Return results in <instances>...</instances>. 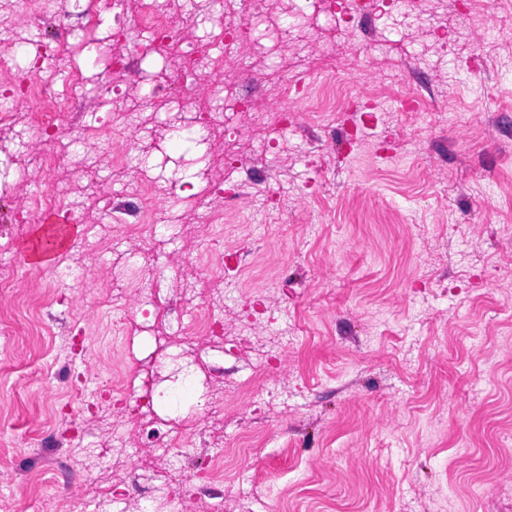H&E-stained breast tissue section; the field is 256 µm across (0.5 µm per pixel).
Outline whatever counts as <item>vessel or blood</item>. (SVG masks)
Here are the masks:
<instances>
[{"mask_svg": "<svg viewBox=\"0 0 512 512\" xmlns=\"http://www.w3.org/2000/svg\"><path fill=\"white\" fill-rule=\"evenodd\" d=\"M78 236L77 225L68 223L60 213H48L39 224L32 226L20 249L22 261L34 270L50 268L71 248Z\"/></svg>", "mask_w": 512, "mask_h": 512, "instance_id": "b4317fda", "label": "vessel or blood"}]
</instances>
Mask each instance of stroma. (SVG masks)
<instances>
[{
	"instance_id": "35a3bbf8",
	"label": "stroma",
	"mask_w": 512,
	"mask_h": 512,
	"mask_svg": "<svg viewBox=\"0 0 512 512\" xmlns=\"http://www.w3.org/2000/svg\"><path fill=\"white\" fill-rule=\"evenodd\" d=\"M453 2L425 0L424 18L381 54L371 22L340 29L323 0H307L301 23L286 0H250L253 16L283 28L278 71L294 67L295 50L307 57L299 119L283 130L273 121L282 88L266 69L225 59L177 112L168 93L178 78L132 54L147 39L135 24L143 0H124L120 41L113 10L82 25L58 0L48 24L65 30L68 48L60 58L43 47L35 72L51 92L69 90L84 124L35 135L21 105L0 126V268L15 274L0 297V322L13 330L0 340V512H36L43 498L85 488L112 495L110 512H164L156 482L181 470L201 473L224 512H512V10L444 47L428 20L458 23ZM162 3L183 51L220 22L204 0ZM48 24L31 20L22 35L41 40ZM120 53L123 71L111 64ZM72 70L80 78L68 87ZM228 77L266 113L239 114L238 169L224 166L223 135L201 145L178 135ZM408 97L428 125L390 110ZM121 105L138 106V125L97 156L85 129ZM448 105L474 113L472 127L448 128ZM119 157L127 175L112 171ZM142 174L164 223L99 250L113 233L103 199ZM58 178L86 234L34 271L18 256L30 231L19 217ZM178 180L192 187L171 206ZM205 206L247 229L201 223ZM127 260L119 285L103 277ZM188 274L203 306L223 314V342L200 334L185 344L172 313ZM145 288L156 297L146 320L136 314ZM115 291L132 320L85 324V306ZM153 335L183 349L196 381L151 416L118 417L102 390L112 352L138 390L163 387ZM200 389L223 404L222 421L191 407Z\"/></svg>"
}]
</instances>
